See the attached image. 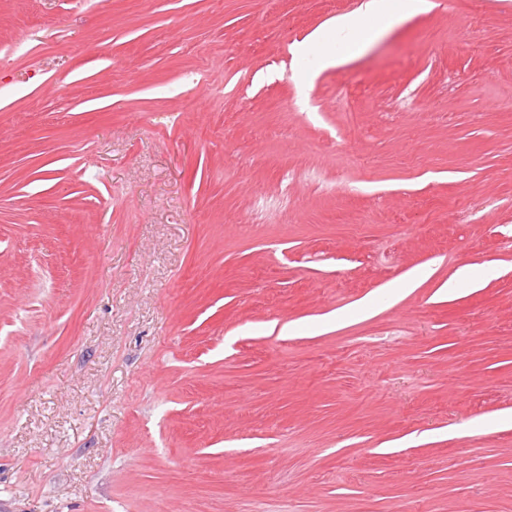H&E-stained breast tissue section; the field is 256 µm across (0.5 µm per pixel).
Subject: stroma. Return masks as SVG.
<instances>
[{
  "label": "stroma",
  "instance_id": "obj_1",
  "mask_svg": "<svg viewBox=\"0 0 512 512\" xmlns=\"http://www.w3.org/2000/svg\"><path fill=\"white\" fill-rule=\"evenodd\" d=\"M362 2L0 0V512H512V0ZM367 20L373 24L367 26ZM397 21L391 0H367L362 13L337 17L329 27L309 35L299 51L313 56L320 69L338 67L344 60L332 50V44L337 42L345 45L349 55L359 54Z\"/></svg>",
  "mask_w": 512,
  "mask_h": 512
}]
</instances>
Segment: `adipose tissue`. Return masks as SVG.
<instances>
[{
	"label": "adipose tissue",
	"instance_id": "ef3b65f1",
	"mask_svg": "<svg viewBox=\"0 0 512 512\" xmlns=\"http://www.w3.org/2000/svg\"><path fill=\"white\" fill-rule=\"evenodd\" d=\"M423 3L424 0H405L402 8L398 9L392 0H366L362 13L337 17L329 27L309 35L299 50L302 54L313 56L319 68L340 66L342 60L333 51V44H343L349 54H359L397 22L398 11H413Z\"/></svg>",
	"mask_w": 512,
	"mask_h": 512
}]
</instances>
